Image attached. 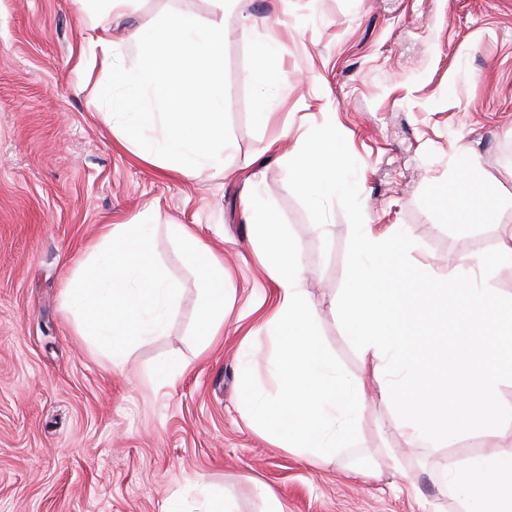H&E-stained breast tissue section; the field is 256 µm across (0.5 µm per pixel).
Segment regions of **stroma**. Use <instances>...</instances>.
I'll list each match as a JSON object with an SVG mask.
<instances>
[{"mask_svg":"<svg viewBox=\"0 0 512 512\" xmlns=\"http://www.w3.org/2000/svg\"><path fill=\"white\" fill-rule=\"evenodd\" d=\"M224 25L222 164L188 178L140 159L100 118L118 109L87 78L89 19L75 0H0V512H186L229 498L263 512L262 483L287 512H458L442 489L447 461L512 452L507 416L492 437L458 419L447 448L406 447L395 406L366 399L352 443L313 466L248 425L240 406L241 339L275 298L245 221L246 180L313 274L307 288L322 345L353 378L359 353L338 313L352 285L353 227L399 225L409 253L438 278L461 255L496 247L512 225V0H129L109 37L125 69L168 16ZM279 47L260 58L266 34ZM264 64L274 81L251 78ZM272 113L257 118L259 95ZM344 163L336 195L314 201L286 169L322 131ZM491 178L489 201L464 193L463 170ZM155 224L154 252L179 285L164 333L142 337L124 368L83 336L64 293L105 224ZM192 225L224 263V334L201 350L194 269L170 237ZM323 224L326 234L314 232ZM184 362L168 380L162 368ZM394 448L405 472L378 471Z\"/></svg>","mask_w":512,"mask_h":512,"instance_id":"stroma-1","label":"stroma"}]
</instances>
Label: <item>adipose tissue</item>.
Instances as JSON below:
<instances>
[{
  "mask_svg": "<svg viewBox=\"0 0 512 512\" xmlns=\"http://www.w3.org/2000/svg\"><path fill=\"white\" fill-rule=\"evenodd\" d=\"M125 2L105 0L104 8L90 17V28L98 33L94 44L101 53L102 69L111 73L113 86L125 87L137 104L136 109L119 114L104 113L103 120L113 136L129 143L137 142L141 128L160 127V153L171 170L196 176L224 159V26L215 22L201 28L189 16H171L151 31L148 39L153 49L130 73L115 61L107 37L113 14ZM158 47L170 57L171 67L158 62L154 54ZM149 93L158 97L160 111L140 106V98ZM337 165L333 139L326 134L297 149L288 176L316 199L335 192ZM246 216L264 246L262 257L276 288L275 304L264 328L278 383L271 399L260 397L252 385H244L242 406L247 421L314 464L330 460L343 447L348 432L337 428L336 422L342 417L361 419L370 382L381 400L398 406L401 415L393 429L409 445H447L455 431L446 418L458 411H476L486 424L495 423L502 413L501 374L487 370L474 380L461 378L441 385L419 362L411 345L405 295L385 296L378 288L384 276L379 258L407 246L401 228L377 233L367 224L354 227V286L339 315L362 359L368 376L363 382L352 380L326 354L305 287L308 273L293 241L276 224L273 210L251 204ZM168 231L201 278L198 333L219 335L227 303L224 266L188 225L172 224ZM444 476L464 512H512V454L480 456L465 464L451 460Z\"/></svg>",
  "mask_w": 512,
  "mask_h": 512,
  "instance_id": "obj_1",
  "label": "adipose tissue"
}]
</instances>
